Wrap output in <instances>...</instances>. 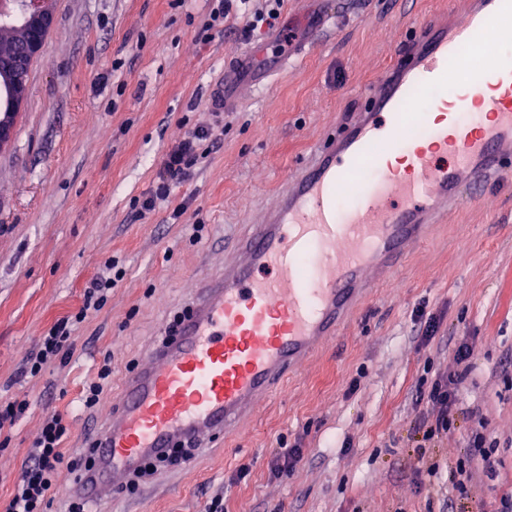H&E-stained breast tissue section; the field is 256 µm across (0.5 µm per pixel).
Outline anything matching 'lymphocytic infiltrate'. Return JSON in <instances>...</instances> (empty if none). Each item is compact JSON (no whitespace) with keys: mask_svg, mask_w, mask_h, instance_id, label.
Returning a JSON list of instances; mask_svg holds the SVG:
<instances>
[{"mask_svg":"<svg viewBox=\"0 0 512 512\" xmlns=\"http://www.w3.org/2000/svg\"><path fill=\"white\" fill-rule=\"evenodd\" d=\"M283 3L284 0H263L262 5L257 7L253 0H216L199 37L208 41L217 33L223 32L225 18L233 13L241 14L245 18V32L273 28ZM226 118V113H217L214 125L188 129L168 150L156 171L151 187L133 203L138 218H146L155 212L162 203L169 200L176 187L191 177L195 167L217 146L224 133ZM113 268V262H106L102 273L92 279L87 287L82 309L58 320L42 336L38 351L29 357L30 374H39L45 365L53 362L62 367L67 365L73 350L72 328L84 322L89 311H97L103 307L107 294L116 281L112 274ZM462 381L463 377L459 374L440 375L429 386H418L417 403L430 408L435 415L423 433L424 440H434L453 430ZM471 422L468 439L470 452L464 460L445 469L439 463H428L420 458L415 463L416 471L427 472L431 477L445 474L453 489L460 490L475 473L490 468L498 442L492 437L486 420L479 412H472ZM69 433L67 412L54 409L45 414L41 432L28 448L18 481L4 510L0 512H46L51 492L61 472L66 470L78 475L86 467L92 466L90 451L77 453L68 448Z\"/></svg>","mask_w":512,"mask_h":512,"instance_id":"1","label":"lymphocytic infiltrate"}]
</instances>
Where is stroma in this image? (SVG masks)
I'll return each mask as SVG.
<instances>
[{
    "instance_id": "obj_1",
    "label": "stroma",
    "mask_w": 512,
    "mask_h": 512,
    "mask_svg": "<svg viewBox=\"0 0 512 512\" xmlns=\"http://www.w3.org/2000/svg\"><path fill=\"white\" fill-rule=\"evenodd\" d=\"M456 2L285 0L275 29L243 38L245 22L232 14L204 42L208 0H54L14 143L0 153V403L29 402L0 438V510L44 410H67L69 447L92 439L104 416L80 406V389L106 351L115 358L103 397L114 408L131 365L198 277L219 272L227 244L248 233L289 173L364 111L366 89L397 62L402 38ZM285 30L308 54L246 92L219 148L168 203L137 218L134 198L186 126L211 124L227 60L241 52L255 67L273 66ZM111 258L125 276L76 330L67 366L26 376L43 330L78 312ZM423 313L438 321L428 342ZM462 344L465 366L455 357ZM428 365L465 379L455 430L430 442L427 459L452 466L465 456L474 407L500 441L492 469L461 493L437 492L414 471L426 414L416 389ZM282 439L302 452L286 479L271 472ZM218 491L224 512H488L493 496L512 492V179L489 183L478 204H461L415 246L233 439L114 499L128 512H202Z\"/></svg>"
}]
</instances>
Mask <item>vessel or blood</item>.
Returning <instances> with one entry per match:
<instances>
[{
    "label": "vessel or blood",
    "instance_id": "b4317fda",
    "mask_svg": "<svg viewBox=\"0 0 512 512\" xmlns=\"http://www.w3.org/2000/svg\"><path fill=\"white\" fill-rule=\"evenodd\" d=\"M500 40H512V0H465L461 15L418 25L407 63L381 75L368 111L316 146L223 273L194 290L177 335L125 379L73 495L103 504L173 445L202 449L232 434L450 209L512 175V61L478 71L462 57L468 47L494 53ZM224 81L217 109L237 111L241 97L224 90L240 84L237 66ZM419 94L448 98L445 122L424 109L406 116ZM411 123L427 149H412ZM388 151L409 153L405 177L388 170Z\"/></svg>",
    "mask_w": 512,
    "mask_h": 512
}]
</instances>
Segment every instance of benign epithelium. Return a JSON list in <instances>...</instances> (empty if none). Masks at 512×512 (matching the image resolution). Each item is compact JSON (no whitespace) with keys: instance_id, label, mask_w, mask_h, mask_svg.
<instances>
[{"instance_id":"1","label":"benign epithelium","mask_w":512,"mask_h":512,"mask_svg":"<svg viewBox=\"0 0 512 512\" xmlns=\"http://www.w3.org/2000/svg\"><path fill=\"white\" fill-rule=\"evenodd\" d=\"M54 0H0V18L11 16L16 8L24 15V31L16 47L0 44V55L7 58L0 64V153L9 148L14 139L15 119L27 96V78L38 59L53 26Z\"/></svg>"}]
</instances>
